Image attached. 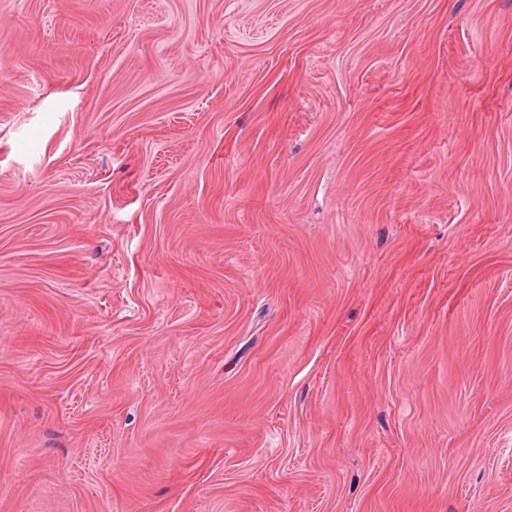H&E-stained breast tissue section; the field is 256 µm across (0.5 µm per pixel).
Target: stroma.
Wrapping results in <instances>:
<instances>
[{
    "instance_id": "35a3bbf8",
    "label": "stroma",
    "mask_w": 512,
    "mask_h": 512,
    "mask_svg": "<svg viewBox=\"0 0 512 512\" xmlns=\"http://www.w3.org/2000/svg\"><path fill=\"white\" fill-rule=\"evenodd\" d=\"M0 512H512V0H0Z\"/></svg>"
}]
</instances>
